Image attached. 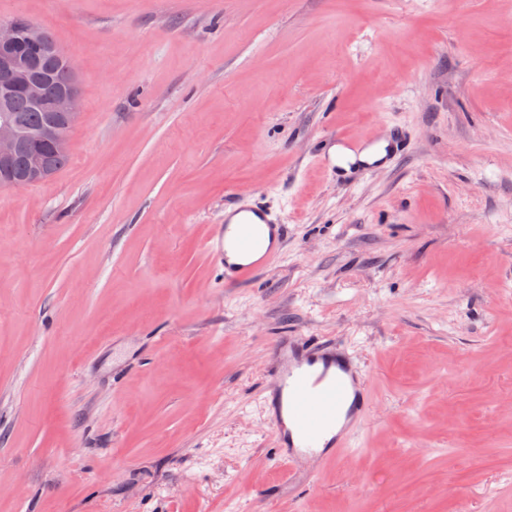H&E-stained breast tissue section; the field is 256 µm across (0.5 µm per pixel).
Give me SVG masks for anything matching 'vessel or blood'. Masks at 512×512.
I'll use <instances>...</instances> for the list:
<instances>
[{"instance_id":"obj_1","label":"vessel or blood","mask_w":512,"mask_h":512,"mask_svg":"<svg viewBox=\"0 0 512 512\" xmlns=\"http://www.w3.org/2000/svg\"><path fill=\"white\" fill-rule=\"evenodd\" d=\"M284 226L265 207L242 197L209 241L228 285L250 281L280 254ZM274 389L262 401L289 471L326 461L348 448L370 407L367 372L340 345L282 336L273 345Z\"/></svg>"}]
</instances>
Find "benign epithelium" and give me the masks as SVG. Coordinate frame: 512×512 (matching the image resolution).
<instances>
[{"instance_id": "benign-epithelium-1", "label": "benign epithelium", "mask_w": 512, "mask_h": 512, "mask_svg": "<svg viewBox=\"0 0 512 512\" xmlns=\"http://www.w3.org/2000/svg\"><path fill=\"white\" fill-rule=\"evenodd\" d=\"M30 48L47 49L41 44V32L37 27L15 21L0 22V184L16 188L35 185L50 175L40 156L41 146L67 151L70 141L54 125L24 134L10 112L14 93L23 92L33 105L58 112L70 123L76 122L82 106L75 85L68 86L51 100L47 98L44 81L29 75L30 60L26 50ZM23 142L32 151L26 168L16 174L11 170V163Z\"/></svg>"}]
</instances>
